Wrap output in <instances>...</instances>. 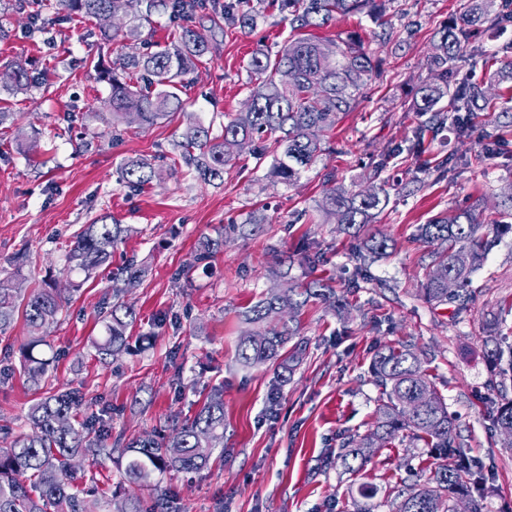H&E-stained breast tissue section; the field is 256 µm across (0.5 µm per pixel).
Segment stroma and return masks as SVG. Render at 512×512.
Listing matches in <instances>:
<instances>
[{"label": "stroma", "mask_w": 512, "mask_h": 512, "mask_svg": "<svg viewBox=\"0 0 512 512\" xmlns=\"http://www.w3.org/2000/svg\"><path fill=\"white\" fill-rule=\"evenodd\" d=\"M468 0H393L385 20L392 39L379 46V81L355 111L345 113L323 154L293 185H271L276 157L272 141L262 155L235 152L221 184L196 180L178 159V143L193 119L222 124L225 115L247 111L260 79L249 60L263 49L276 54L294 31L287 14L259 9L253 27L225 24L213 37L210 60L186 75L179 91L183 109L149 128L113 125L102 107L109 93L91 61L142 52L144 43L165 44L164 18L152 15L139 42L125 36L129 18L115 17L113 38L103 42L97 21L45 15L51 42L31 40L27 15L16 0H0V63L31 71L53 70L52 85L11 97L16 119L0 125V278L13 274L12 258L29 246L30 260L19 288L68 286L64 250L83 225L103 218L129 226L112 263L132 260L146 267L139 283L117 288L109 271H97L75 293L49 333L46 356L54 363L47 386L83 392L86 410L103 417L116 439L167 431L193 415L212 391L224 398V439L209 463L195 472L157 476L154 487L134 490L124 479L120 456L103 466L83 459L75 487L99 499L102 512H119L128 494L146 503L157 496L179 512H358L360 485L375 486L374 512H392L390 492L408 478L409 467L429 460L425 446L392 441L352 475L333 464L343 441L370 429L380 389L370 371L374 351L411 342L429 353L430 380L456 416L465 451L488 475L484 512H512V445L495 430L497 408L512 400V380L502 381L485 357V339L497 329L502 347L512 346V232L472 276L465 308L433 306L419 294L428 248L418 225L482 199L487 219H497L503 189L512 183V114L480 112L469 136L447 127L413 152L422 119L409 105L431 80L429 55L435 35L459 17ZM500 140L485 156V133ZM455 154L462 163L441 176L420 160L438 163ZM154 162L149 189L131 192L119 182L126 160ZM382 172H375L377 162ZM335 186L365 190L385 180L390 203L362 235L320 209L326 173ZM381 233L392 242L387 256L358 264L363 235ZM223 237L208 264L195 261L200 240ZM320 248L324 260L314 277L345 301L343 313L310 301L299 313L298 337L306 346L288 379L273 366L242 367L236 346L245 307L272 288L302 280L297 251ZM134 308L129 348L99 360L91 341L103 333V300ZM28 336L16 319L0 349L9 348L0 376V448L29 432L25 419L38 394L18 371L19 346Z\"/></svg>", "instance_id": "obj_1"}]
</instances>
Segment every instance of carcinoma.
I'll list each match as a JSON object with an SVG mask.
<instances>
[{
    "instance_id": "cac0c4a2",
    "label": "carcinoma",
    "mask_w": 512,
    "mask_h": 512,
    "mask_svg": "<svg viewBox=\"0 0 512 512\" xmlns=\"http://www.w3.org/2000/svg\"><path fill=\"white\" fill-rule=\"evenodd\" d=\"M512 0H469L464 12L443 26L433 43L430 69L432 81L420 86L410 110L426 117L415 131L416 146L423 145L426 135L435 136L447 124L457 133L470 132L476 112H504L506 107L491 92V85L475 78L474 70L461 73V67L476 55L493 59L496 52L473 44L472 29L487 24L504 29L512 22ZM31 12L28 28L37 36L47 34L43 13L50 8L65 12V17L104 21L107 15L124 12L150 17L158 11L167 16L174 40L142 55H128L120 67L98 56L94 68L98 79L109 87L103 106L112 115V123L128 121L134 115L140 125H154L182 109L178 79L189 74L213 53L214 46L197 29V19L207 16L214 26L224 22L242 25L254 23L250 0H224L217 10L211 0H29ZM278 9L288 12L291 24L298 29H319L339 16L376 14L385 25V9L375 0H274ZM381 59L361 37L352 33L346 38L328 40L312 33L293 38L274 56L255 52L250 59L254 73L264 80L251 94L249 111L241 116H225L219 133L213 124L201 120L190 122L180 143L181 156L196 179L211 183L224 179V166L232 159L233 149L241 140L250 142L265 134L275 136L281 148L269 174L274 182L291 184L301 172L310 168L325 151L327 134L338 124L341 114L354 111L380 76ZM50 73L36 74L21 67L5 66L0 70V90L8 95L31 87L49 84ZM122 183L134 192L143 190L155 176L153 165L146 159H131L120 166ZM389 203V193L381 185L370 194H350L329 188L322 208L333 211L347 228L370 224ZM512 231L511 224L487 223L482 219L480 200L452 215L439 216L421 224L417 236L431 247L422 293L426 302L440 306L458 301L465 305L460 293L448 294V281L440 273L450 275L462 287L483 264L488 252L503 235ZM123 224H86L65 253L69 271L90 275L110 264L112 252L128 236ZM224 247V237L208 238L199 244L196 261L209 260ZM390 239L372 234L356 259L366 261L387 255ZM146 269L130 262L112 273V278L125 277L136 282ZM312 298H321L337 312L344 304L333 291L322 292L317 283L309 282L281 293L269 290L265 296L243 312L244 322L253 326L237 345L238 359L245 366L276 363L285 373L293 371L303 354L302 342L296 340L297 328L292 319L281 316L283 310L295 314ZM68 303L61 290L47 284L21 293L12 277L0 279V333L10 328L16 312L23 313L30 335L20 348L21 366L34 388H41L52 359L35 353L45 342L51 327L57 323ZM136 318L134 309L114 304L104 311L105 336L94 342L101 359L120 353L126 345V331ZM488 359L494 364L507 361L512 371V349L509 358L495 336H488ZM371 373L382 394L374 428L359 439L343 443L336 459L348 472L354 473L369 463L375 441L394 440L401 436L410 442H422L434 450L441 463L429 469V475L397 491L395 512H453L461 497L473 504V512H483L474 493L484 489L488 477L483 467L461 451L462 442L447 404L437 393L410 344L398 347L383 345L374 352ZM85 396L75 390L46 393L28 412L32 433L17 437L8 448H0V512H91L92 505L74 492L76 471L71 460L86 448L96 449L95 459L112 458V447L127 453L124 479L131 485L144 487L155 475L170 471H193L208 460V448L224 438V400L215 392L192 416L163 436L145 437L108 444L112 433L101 419L92 414L76 420L77 410ZM494 427L504 436L512 431V401L497 408ZM122 512H175L174 503L165 502L144 507L137 497L126 498Z\"/></svg>"
}]
</instances>
